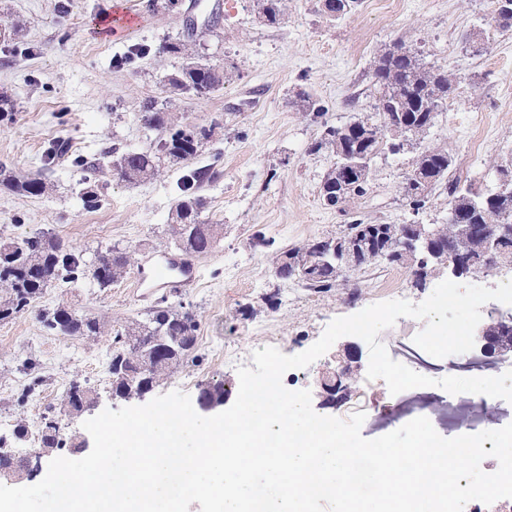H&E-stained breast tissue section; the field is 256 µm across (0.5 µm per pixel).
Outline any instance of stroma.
I'll return each mask as SVG.
<instances>
[{
    "mask_svg": "<svg viewBox=\"0 0 512 512\" xmlns=\"http://www.w3.org/2000/svg\"><path fill=\"white\" fill-rule=\"evenodd\" d=\"M210 10L194 0L177 7L149 9L148 0H128L137 15L129 32L113 34V0H0V165L17 175L45 170L51 184L42 197L0 190V242L54 235L92 258L118 245L135 249L136 260L172 251L170 209L180 170L163 169L152 180L130 184L118 179L108 152L148 150L156 133L146 131L139 113L154 99L182 125L214 127L212 140L192 160L214 173L200 190L202 221L223 225L224 236L199 256L195 288L171 295L198 321L193 363L179 367L154 387V395L183 388L190 398L205 383L237 384L236 370L225 368L222 352L232 347L245 366L252 354L274 347L286 355L307 350L338 317L385 301L383 278L398 280L407 301L419 303L437 278L415 285L408 269L379 266L352 272L354 291L316 293L278 279L275 257L307 240L336 235L345 224H442L448 217V191L439 187L423 209L403 198L402 175L422 146L447 148L454 158L451 177L484 178L494 185L495 161L512 157V29L495 31L492 0H361L358 8L333 20L322 0H288L282 19L259 18L255 0H209ZM494 30L481 49L466 33ZM186 39L209 63L224 68L226 79L206 97L170 94L167 74L182 64L163 52L166 41ZM401 41L421 52L425 62L460 76L456 110L440 109L422 144L378 155L365 195L351 214L322 205L321 180L334 162L329 149L314 150L325 125H342L373 111L371 64L386 47ZM135 44L147 53L128 65L117 57ZM308 94L324 114L299 111ZM59 142L84 159L99 163L98 189L104 203L84 207L83 170L44 159ZM136 270L109 288L89 281L77 287L46 289L34 307L0 322V435L11 436L17 423L52 416L66 433L83 436L82 418L60 411L61 395L73 382L98 392L100 408H122L112 399L108 358L117 332L143 319L156 296L135 289ZM67 303L97 317L98 336H60L46 331L43 311ZM424 321L398 318L378 336L390 357L411 370L437 379L446 376L499 375L496 356L480 348L444 358L427 355L414 337ZM360 364L342 397L324 400L323 371L346 356ZM369 347L355 336L337 340L305 368L284 373L285 388L309 390L313 410L349 419L367 378ZM377 406H364L361 434L374 439L411 420L429 419L442 437L497 430L512 423V403L495 398L479 404L472 396L433 386L390 394L374 389Z\"/></svg>",
    "mask_w": 512,
    "mask_h": 512,
    "instance_id": "35a3bbf8",
    "label": "stroma"
}]
</instances>
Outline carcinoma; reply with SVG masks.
Listing matches in <instances>:
<instances>
[{
  "label": "carcinoma",
  "mask_w": 512,
  "mask_h": 512,
  "mask_svg": "<svg viewBox=\"0 0 512 512\" xmlns=\"http://www.w3.org/2000/svg\"><path fill=\"white\" fill-rule=\"evenodd\" d=\"M285 0H261L265 20L275 24L280 20ZM372 85L375 89V112L363 119L340 126H325L322 137L313 149L325 146L332 149L336 161L342 155L360 154L370 163L387 142L389 126L403 124L404 130L396 131V137L405 141L421 137L425 126H433L436 113L443 103L457 90V77L448 71L423 62L412 47L397 42L372 63ZM168 89L173 92L189 88L204 97L224 85V74L214 66L191 61L166 77ZM140 120L143 127L158 133L156 147L147 151L112 149L123 161L124 172L119 179L139 183L152 178L160 166L179 168L194 159L212 137V130L205 127H182L174 123L170 113L156 108L153 99L142 105ZM452 158L448 150L432 147L419 154L411 170L403 176V197L413 209L426 206L432 193L448 178ZM97 166L87 167V187L81 196L88 208L100 206L101 199L95 184ZM497 173L508 178L506 192L492 200L474 193L473 184H451L448 205L455 208L458 219L465 224L495 225L512 222V160L495 165ZM211 179L209 170L198 168L183 175L178 184L179 195L171 208V238L175 248L188 255L206 254L220 241V224H205L199 220L204 198L198 195L200 186ZM368 180H347L331 165L320 186L323 204L336 207L343 204L345 212L355 200L366 193ZM0 188L31 197L47 193L49 185L41 173H30L21 178L4 175ZM371 225L354 221L345 225L338 235L325 237L333 243L338 239L355 244L362 255L359 268L372 265L404 266L395 254L400 246V225H384L385 238L369 236ZM439 247L442 253L463 250L474 260L478 271L488 273L501 260H512V235L503 238L501 251L495 258L484 257L481 240L472 236L461 238L457 224L439 225ZM278 278L292 280L316 293L346 288L349 275L342 274L336 261L304 243L280 253ZM133 265L132 254L125 248L112 246L97 253L87 262L82 253L68 248L60 239L41 236L21 242L0 244V321L30 307L43 292L57 284L77 285L89 277L100 288H108L127 274ZM45 327L62 336H97L101 326L97 318L80 312L66 304L47 311L42 316ZM198 322L195 315L168 304L162 297L146 317L133 321L124 332L114 339L110 374L112 384L120 390H128L127 381L141 379L152 386L159 385L178 367L193 359L197 348ZM40 442L46 448L65 445L58 422L46 417L41 429Z\"/></svg>",
  "instance_id": "obj_1"
}]
</instances>
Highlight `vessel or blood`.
<instances>
[{"mask_svg": "<svg viewBox=\"0 0 512 512\" xmlns=\"http://www.w3.org/2000/svg\"><path fill=\"white\" fill-rule=\"evenodd\" d=\"M198 280V263L187 255L164 253L146 259L144 270L135 285L148 293L179 294L194 287Z\"/></svg>", "mask_w": 512, "mask_h": 512, "instance_id": "b4317fda", "label": "vessel or blood"}]
</instances>
